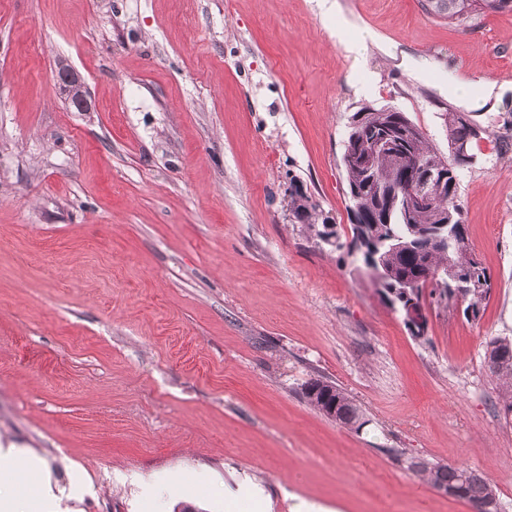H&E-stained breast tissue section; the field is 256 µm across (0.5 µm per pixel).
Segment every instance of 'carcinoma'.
I'll return each instance as SVG.
<instances>
[{"instance_id":"carcinoma-1","label":"carcinoma","mask_w":512,"mask_h":512,"mask_svg":"<svg viewBox=\"0 0 512 512\" xmlns=\"http://www.w3.org/2000/svg\"><path fill=\"white\" fill-rule=\"evenodd\" d=\"M426 10L451 23L467 26L479 16L512 12V0H422ZM448 146L456 147L445 158L437 154L427 143L422 130L408 150V163L398 165L394 159L378 153L371 158V169L358 164L342 166L345 174L347 195L350 205L348 216L351 233L362 230L380 244L381 269L387 284L397 289L408 287L415 298L423 297L425 289L444 303L448 310H456L457 300L452 292L438 285L436 274L448 267L455 268L465 275L475 274L484 280V286L473 290L466 298L463 315L477 320L482 307L489 297L492 284L491 275L472 253L468 243L467 228L464 224L457 193L435 200L434 204L413 217L405 219L396 197L403 182L415 179L421 167L439 168L448 166L454 177H459L463 166L459 157L475 161V148L482 135H491L487 129L482 134L474 133L472 127L462 118V112L447 104L443 106ZM365 113V125L359 137V147L366 148L367 141L383 132H398L411 119L403 112L391 107L363 106L357 113ZM289 209L301 226L316 240H322L325 224L329 217L320 205L300 186L291 193ZM447 226H442L443 219ZM442 230L448 233V248L441 250L430 244L425 234ZM500 360L496 371L489 375L499 380L505 387L502 395L504 414L512 415V339L497 337L486 344L484 358ZM305 402L323 416L351 429L362 428L367 420L354 400L334 382L322 377L306 381L301 388ZM408 468L431 487L441 485L457 486L461 490V500L468 504L498 501L497 489L492 480L481 473L469 481L461 482L467 468L451 464H435L425 459L412 460Z\"/></svg>"}]
</instances>
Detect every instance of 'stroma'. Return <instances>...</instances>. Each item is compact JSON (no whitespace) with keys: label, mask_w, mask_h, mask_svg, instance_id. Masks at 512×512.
Segmentation results:
<instances>
[{"label":"stroma","mask_w":512,"mask_h":512,"mask_svg":"<svg viewBox=\"0 0 512 512\" xmlns=\"http://www.w3.org/2000/svg\"><path fill=\"white\" fill-rule=\"evenodd\" d=\"M360 44L348 56L340 39ZM74 66L91 111L55 80ZM491 137L459 174L492 275L479 321L423 296L415 337L351 235L348 118L389 106L447 152L441 103ZM512 13L420 0H0V448L23 512H469L410 458L483 472L512 512V416L484 367L512 338ZM323 376L356 431L308 406ZM422 2L426 10L461 26H468L479 16L512 12V0H422ZM507 3H510L509 7ZM290 198L289 209L291 213L295 211V216L298 219L297 222L301 223V226L309 236L315 238L318 242H321L323 237L324 242L336 247L340 242L336 238V232L340 237L336 229L337 224L336 226L329 224V217L323 213L320 205L313 200L312 196L307 194L301 186H297L291 193ZM325 224H327L326 228ZM335 249L340 250L342 248L336 247ZM301 393L311 408L336 423L355 430L366 424L360 407L332 381L311 378L302 385Z\"/></svg>","instance_id":"stroma-1"}]
</instances>
